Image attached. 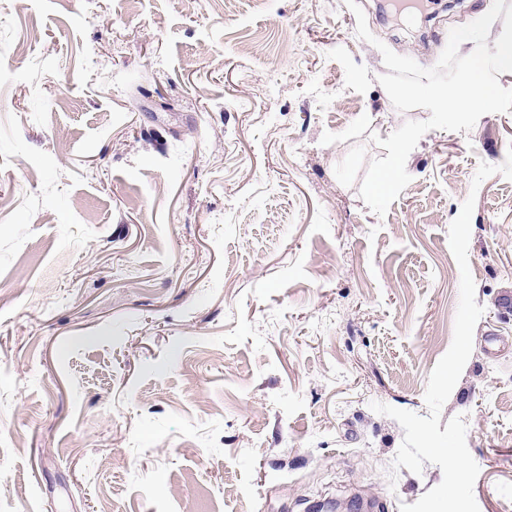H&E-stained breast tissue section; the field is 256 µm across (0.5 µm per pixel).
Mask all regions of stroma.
Segmentation results:
<instances>
[{
  "label": "stroma",
  "mask_w": 512,
  "mask_h": 512,
  "mask_svg": "<svg viewBox=\"0 0 512 512\" xmlns=\"http://www.w3.org/2000/svg\"><path fill=\"white\" fill-rule=\"evenodd\" d=\"M0 0V512H399L475 194L485 309L442 420L480 512H512V112L432 130L380 217L359 188L394 108L384 42L434 66L493 0L411 21L358 0ZM504 350L493 356L491 334Z\"/></svg>",
  "instance_id": "35a3bbf8"
}]
</instances>
